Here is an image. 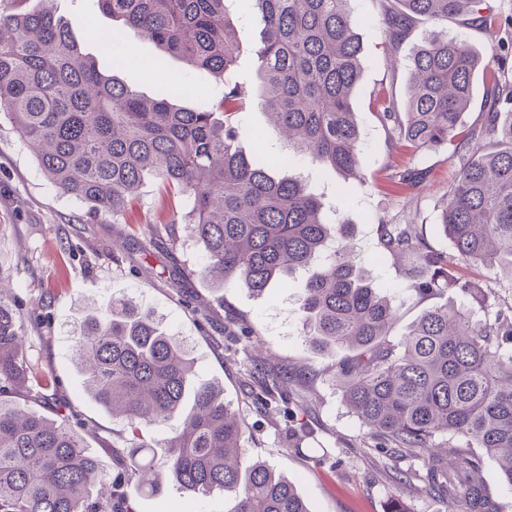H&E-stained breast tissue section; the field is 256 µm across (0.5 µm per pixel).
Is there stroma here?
<instances>
[{
    "mask_svg": "<svg viewBox=\"0 0 512 512\" xmlns=\"http://www.w3.org/2000/svg\"><path fill=\"white\" fill-rule=\"evenodd\" d=\"M499 20L482 33L449 23V36L466 40L480 56L499 54L512 43V0H488ZM30 7L51 9L69 28L99 70L155 97L160 90L176 93L180 106L212 107L224 94V80L211 72L187 67L159 51L137 29L100 11L97 0H29ZM363 43L361 78L353 107L363 131L359 168L363 181L344 179L302 159L290 162L308 191L323 202L324 214L353 226V242L376 290L398 309L391 328L399 340L428 308L451 302L448 293L416 295L410 281L379 243L378 226L422 224L430 244L450 250L437 227V207L448 193L460 165L459 156L438 147L410 156L409 164L427 170L419 186L395 193L382 186L392 145L372 105L375 94L392 87L403 99L404 79H391L382 47L378 0H351ZM244 51L232 78L253 86L255 49L265 23L254 0H226ZM122 30L134 57L115 68L104 55L96 32ZM191 93H182V86ZM241 146L286 153L277 129L269 123L257 96L239 113ZM166 209L185 213V198L165 200L154 178H146L136 206L121 215L92 211L90 204L64 194L41 171L32 148L7 119H0V276L10 285V300L24 330L28 359L56 383L61 413L72 417L104 472L115 470L112 447H131L135 440L125 422L97 404L84 390L72 353V341L89 308L112 297H127L151 309L164 326L182 336L194 359L195 379L224 389V401L239 415L244 447L251 459L266 461L295 484L309 512H387L399 501L404 512H451L445 497L422 484L395 483L391 465L377 448L376 438L351 413L336 381V365L349 350L313 349L306 341L296 299L307 273L283 277L264 295L239 287H210L194 275L202 248L189 225L157 223ZM279 364L294 381L276 408L260 406L250 373L258 364ZM133 512H231L233 500L216 491L191 497L172 481L161 494L146 496L128 484Z\"/></svg>",
    "mask_w": 512,
    "mask_h": 512,
    "instance_id": "1",
    "label": "stroma"
}]
</instances>
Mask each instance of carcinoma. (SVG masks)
I'll use <instances>...</instances> for the list:
<instances>
[{"label":"carcinoma","instance_id":"carcinoma-1","mask_svg":"<svg viewBox=\"0 0 512 512\" xmlns=\"http://www.w3.org/2000/svg\"><path fill=\"white\" fill-rule=\"evenodd\" d=\"M16 2L14 11L0 12V112L38 147L46 177L116 215L133 207L145 177L154 176L167 196L190 201L184 215L165 211L158 223L192 226L203 246L198 272L219 287L261 294L294 270L308 271L298 296L308 343L356 348L336 369L352 413L378 437L382 453L427 461L424 476L396 468L392 478H422L430 491L442 480L458 512H499L478 478L485 455L512 486V297L494 289L512 284V84L502 80L498 58L485 61L467 41L436 34L412 50L403 111L391 92L375 96L393 146L412 155L448 146L462 156L438 221L453 252L434 249L421 224H380L381 246L419 296L448 291L472 302L424 310L391 344L386 336L397 312L352 259L350 224L328 223L303 177L284 173L282 156L240 146L235 116L243 87L224 84L206 111L180 108L166 93L146 98L102 76L51 11ZM97 2L193 67L225 75L243 51L225 0ZM254 2L265 21L254 51L258 93L288 153L359 176L362 133L352 93L363 44L350 0ZM399 2L402 9L379 15L394 56L420 20L462 21L485 33L496 25L483 0ZM480 70L490 111L468 126L462 117ZM424 178L396 165L390 183L397 191ZM478 265L493 271L494 282L462 274ZM21 331L0 298V512H131L121 486L135 480L142 493L160 494L163 481L153 471L159 455L184 492L232 496L230 512H308L292 482L246 458L241 421L224 403V390L195 382L183 339L153 311L113 297L94 307L73 337L91 397L122 414L134 433H165L156 445L112 449L118 468L109 476L66 415L47 416L18 401L32 375ZM252 378L273 398L290 376L260 366ZM440 437L447 438L443 455L432 453Z\"/></svg>","mask_w":512,"mask_h":512}]
</instances>
